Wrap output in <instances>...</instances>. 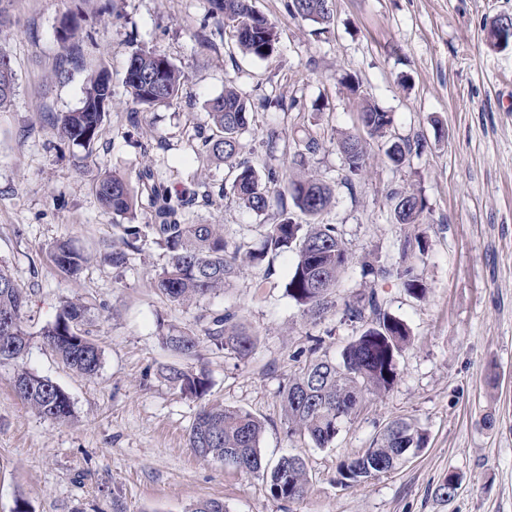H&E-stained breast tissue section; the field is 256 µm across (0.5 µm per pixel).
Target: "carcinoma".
<instances>
[{"label":"carcinoma","instance_id":"obj_1","mask_svg":"<svg viewBox=\"0 0 512 512\" xmlns=\"http://www.w3.org/2000/svg\"><path fill=\"white\" fill-rule=\"evenodd\" d=\"M212 14L224 21L242 52L259 59L272 55L278 42L274 26L257 13L251 0H209ZM288 13L294 18L321 25L333 22L332 0H288ZM63 58L72 64L83 62L81 25L77 16L65 21L57 35ZM186 76L169 58L156 49L136 48L127 63L125 91L133 107L168 104L183 91ZM15 78L10 58L0 52V110L14 95ZM112 99L109 78L102 70L88 79L82 106L57 118L61 137L86 146L98 138L105 104ZM212 133L204 147L210 156L224 162L230 190L243 206L262 213L272 206L280 210V221L266 225L263 246L244 249L224 237L221 224L190 222L191 199L172 190L168 182L147 168L141 174L143 190L132 187L116 172L99 180L96 196L101 207L125 220L121 225L125 246L147 238L165 250L168 261L157 274L154 287L169 301L185 304L224 291L225 285L246 267L272 264L280 255L291 252L294 263L285 283V291L302 313L313 321L323 319L336 308L331 299L351 259L336 225L323 222L333 199V189L322 179L310 175L290 177L274 165L259 173L250 161L241 158L240 134L249 123L252 106L231 85L224 94L206 105ZM359 120L370 136H386L392 118L375 104L364 101ZM304 149L294 152L293 164L305 166L307 155L320 149L312 136L303 140ZM339 151L347 155L344 183L351 186L366 163V140L348 135L339 142ZM390 199L401 202L395 213L402 224H416L423 218L425 203L417 195L394 191ZM151 223H139L142 210ZM426 243L405 241L394 267H381L375 274L401 281L408 292L417 295L424 285L414 275L412 260L425 254ZM54 263L63 272L74 274L88 258L65 242L52 252ZM28 296L19 287L7 266L0 264V320L10 321L0 330V363L16 366L12 386L17 396L40 416L68 422L73 417L67 394L51 380L23 366L30 345L25 313ZM87 308L79 301H68L55 320L40 336L68 367L87 376L95 375L102 361L98 346L81 329ZM344 319L361 324V332L342 349L340 359L318 355L322 339H315L309 355L295 378L282 392L284 423L288 433L308 438L317 448L331 446L344 423L356 415L367 397L388 392L398 379V358L410 343L407 324L389 313L376 291L357 294L344 303ZM208 341L240 359L250 356L255 335L234 322V314L212 317L205 329ZM163 347L182 355H191L198 338L180 330L160 336ZM164 378L180 392L202 398L209 392L204 372L193 373L175 366L162 371ZM263 422L254 414L219 404H203L188 433L189 448L204 460L221 463L239 458L244 471L262 476L270 495L281 501L302 499L310 489V477L303 460L283 456L272 468L263 466L260 443ZM427 444V433L404 419L391 421L373 439L361 455L346 458L337 465L336 484L354 487L380 474L395 470L409 455ZM463 477L449 471L438 486L441 495L450 497L461 486Z\"/></svg>","mask_w":512,"mask_h":512}]
</instances>
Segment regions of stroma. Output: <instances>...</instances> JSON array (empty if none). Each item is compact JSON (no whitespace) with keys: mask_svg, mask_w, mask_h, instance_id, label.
I'll use <instances>...</instances> for the list:
<instances>
[{"mask_svg":"<svg viewBox=\"0 0 512 512\" xmlns=\"http://www.w3.org/2000/svg\"><path fill=\"white\" fill-rule=\"evenodd\" d=\"M104 2L0 0V50L16 75L12 103L0 112V263L29 298L25 365L61 387L74 411L64 423L39 416L15 395L12 366L0 365V512H13L20 498L32 512H188L205 499L222 500L228 512H512V48H490L484 37L495 17L512 14V0H333L327 28L293 18L287 0H255L279 35L266 59L241 52L208 0H114L110 10ZM72 13L94 38L84 47L86 69H106L114 91L87 148L64 141L55 124L84 97L86 70L55 74L56 31ZM203 25L212 46L195 39ZM138 45L164 53L187 81L177 100L140 110L133 125L122 81ZM228 81L256 105L240 138L255 167L294 174L300 132L322 144L305 169L333 185L325 220L352 254L333 294L337 305L377 292L412 333L394 387L369 397L327 448L287 435L281 391L313 337L335 357L361 327L338 312L318 324L302 314L284 289L291 255L243 270L223 293L190 306L154 288L167 255L152 242L130 251L125 267L110 261L123 242L97 200L99 178L114 171L135 186L149 167L180 189L223 186L225 165L204 153L202 141L205 105ZM350 81L359 95L347 90ZM363 97L389 112L393 133L417 149L397 167L384 140L369 139L367 166L350 187L337 142L359 133ZM265 98L279 107L259 109ZM395 189L425 200L421 223L397 221ZM191 213L248 248L278 219L229 194ZM415 238L428 243L414 263L423 297L397 279L364 273L367 264H394L400 244ZM63 241L91 256L76 275L50 258ZM71 299L86 305L84 328L102 352L92 377L63 365L40 336ZM225 311L258 335L248 359L202 336ZM165 326L199 335L196 354L164 348ZM169 365L205 371L206 400L262 419L266 462L302 458L311 484L304 498L273 499L261 477L198 459L187 438L202 400L164 380ZM398 418L426 430V447L391 473L337 486L338 462L361 454ZM451 470L464 480L444 498L437 487Z\"/></svg>","mask_w":512,"mask_h":512,"instance_id":"35a3bbf8","label":"stroma"}]
</instances>
